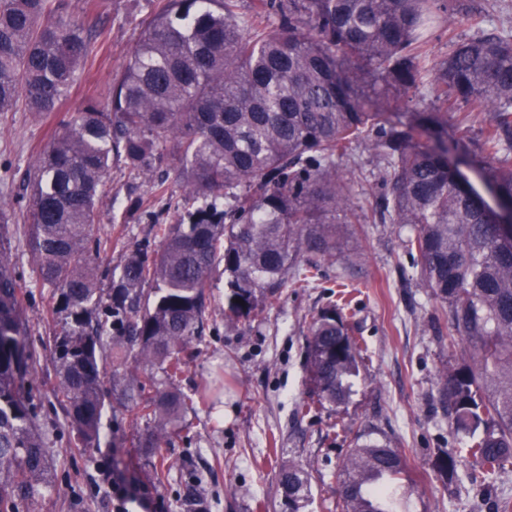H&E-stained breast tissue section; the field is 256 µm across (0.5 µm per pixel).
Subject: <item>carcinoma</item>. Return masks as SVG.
Wrapping results in <instances>:
<instances>
[{"mask_svg": "<svg viewBox=\"0 0 512 512\" xmlns=\"http://www.w3.org/2000/svg\"><path fill=\"white\" fill-rule=\"evenodd\" d=\"M449 0H158L106 104L90 101L26 170L36 281L53 289L63 333L53 339L57 395L85 447L99 445L105 388L133 422L136 447L160 448L167 425L195 411L180 391L179 354L200 335L206 289L225 277L224 320L245 324L283 289L318 286L336 258L339 224H363L355 180L336 160L379 156L374 217L411 228L402 250L425 287L448 303V345L469 360L438 377L448 423L468 440L457 457L494 479L512 460V233L492 222L459 179L476 146L490 194L512 204V30L462 37L432 59ZM101 31L68 0H0V112L19 101L43 119L59 111ZM171 198L170 172L200 202L178 224L135 199L159 244L136 246L108 298L93 236L112 163ZM22 288L0 242V512L40 495L51 448L35 424ZM243 300L244 304L237 303ZM351 301L312 318L308 362L315 404H342L367 348L349 334ZM163 380H158L155 370ZM406 458L389 440L356 435L341 466L340 512H394ZM282 506L299 512L311 473L279 468Z\"/></svg>", "mask_w": 512, "mask_h": 512, "instance_id": "cac0c4a2", "label": "carcinoma"}]
</instances>
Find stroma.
<instances>
[{
    "mask_svg": "<svg viewBox=\"0 0 512 512\" xmlns=\"http://www.w3.org/2000/svg\"><path fill=\"white\" fill-rule=\"evenodd\" d=\"M85 0H70L72 16L102 19L99 52L87 64L59 112L35 120L25 105L0 112V198L7 200V251L25 294L27 343L39 358L32 387L38 406V430L52 449L49 486L21 512H113L112 496L100 486L103 472L140 488L147 501L135 512H187L190 487L201 496L197 512H282L277 484L279 467L294 461L319 471L301 512H336L339 462L353 436L375 430L407 459V472L395 486L397 512H497L499 501H512V463L483 489L472 461H462L456 477L437 468L464 439L448 427L437 400V379L465 359L464 345L449 347L447 303L425 288L420 273L403 253L406 229L394 224H343L340 248L328 267L330 276L356 287V312L350 331L363 337L369 358L353 380L345 403L300 417L296 403L308 397L307 339L311 319L329 302L325 288H287L281 301L264 309L250 324L224 320V276L216 274L208 290L201 336L182 354L178 385L198 392L223 376L224 390L188 414V424L170 429L155 456L147 458L133 442L138 430L115 399H107L100 447L85 448L52 396L58 383L50 341L63 330L50 288L37 283L28 249L22 176L48 144L63 116L86 102H106L112 77L140 40L150 8L147 0H103L100 14L85 11ZM512 28V0H451L447 23L430 44L432 56L447 54L452 41L482 31ZM379 159L360 149L341 165L353 170L357 203L374 212L379 195ZM110 196L100 206L96 231L112 246L97 258L101 288L137 244L153 241L154 229L140 214H126L128 200L152 199L151 182L133 177L113 163ZM170 470L161 484L157 469Z\"/></svg>",
    "mask_w": 512,
    "mask_h": 512,
    "instance_id": "35a3bbf8",
    "label": "stroma"
}]
</instances>
